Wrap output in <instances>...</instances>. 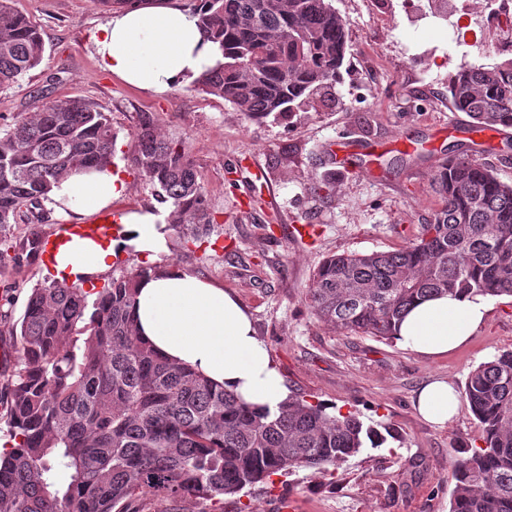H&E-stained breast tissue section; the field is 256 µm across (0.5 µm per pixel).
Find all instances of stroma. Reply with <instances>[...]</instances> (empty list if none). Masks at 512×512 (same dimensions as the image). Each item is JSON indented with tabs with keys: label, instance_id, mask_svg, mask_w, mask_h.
Returning <instances> with one entry per match:
<instances>
[{
	"label": "stroma",
	"instance_id": "1",
	"mask_svg": "<svg viewBox=\"0 0 512 512\" xmlns=\"http://www.w3.org/2000/svg\"><path fill=\"white\" fill-rule=\"evenodd\" d=\"M35 23L45 55L19 85L0 91V130L37 101L82 95L110 112L116 167L127 192L113 211L153 207V187L127 162L139 113H153L168 141L188 146L215 210L210 236L169 247L166 261L233 293L251 313L289 391L358 413L390 438L367 447L335 475L301 469L272 484L225 498L224 512H449L457 450L480 442L468 408L439 426L414 406L433 380L463 391L470 370L512 349V299L491 297L484 325L448 355L428 358L360 333L318 322L306 306L313 274L344 252L392 251L411 241L443 205L430 187L440 158L467 155L512 182V128L484 142L466 113L448 100V75L461 64L493 66L498 57L461 56L448 47V0H334L350 23L349 49L329 105L255 125L223 99L177 86L151 95L105 72L89 35L108 13L97 0H12ZM343 154H334L332 144ZM376 175H360L359 165ZM329 188L314 192L324 174ZM43 265L0 260V344L14 347L12 327Z\"/></svg>",
	"mask_w": 512,
	"mask_h": 512
}]
</instances>
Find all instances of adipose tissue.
<instances>
[{
	"mask_svg": "<svg viewBox=\"0 0 512 512\" xmlns=\"http://www.w3.org/2000/svg\"><path fill=\"white\" fill-rule=\"evenodd\" d=\"M100 66L141 90L161 93L185 85L223 62L218 46L207 41L197 15L169 4L144 0L110 14L91 36ZM126 190L111 167L70 172L50 192L54 207L74 224L113 212ZM117 228L103 239L72 237L63 243L50 270L70 283L99 278L128 251L158 260L168 249V215L151 210L114 212ZM139 336L163 356L189 366L240 401L277 411L289 396L268 347L256 336L249 313L221 286L168 263L143 280L132 307ZM488 306L480 296L441 295L414 304L397 327V341L425 356L456 349L484 323ZM419 415L445 424L460 408L445 380L423 386L415 401Z\"/></svg>",
	"mask_w": 512,
	"mask_h": 512,
	"instance_id": "ef3b65f1",
	"label": "adipose tissue"
}]
</instances>
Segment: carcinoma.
Segmentation results:
<instances>
[{"label":"carcinoma","instance_id":"carcinoma-1","mask_svg":"<svg viewBox=\"0 0 512 512\" xmlns=\"http://www.w3.org/2000/svg\"><path fill=\"white\" fill-rule=\"evenodd\" d=\"M204 35L224 62L192 88L224 99L250 122L302 111L340 77L349 22L332 0H196ZM45 41L37 26L0 0V90L37 67ZM448 99L476 133L512 127V60L462 67ZM110 115L82 96L55 98L0 132V230L44 210L53 184L77 167L114 158ZM131 164L169 204L170 228L186 246L208 233L214 211L189 149L143 112ZM431 186L444 201L405 246L342 253L317 268L306 293L313 317L378 340L419 298L467 293L512 297V184L477 159L448 156ZM34 230L19 250L35 259ZM140 266L104 282L95 298L53 280L28 295L17 323L15 369L0 405L13 446L0 453V512H147L153 502L221 503L247 487L300 468L335 473L384 437L355 413L289 395L257 412L137 335L130 305ZM463 398L483 444L454 463L449 512H512V350L473 368Z\"/></svg>","mask_w":512,"mask_h":512}]
</instances>
